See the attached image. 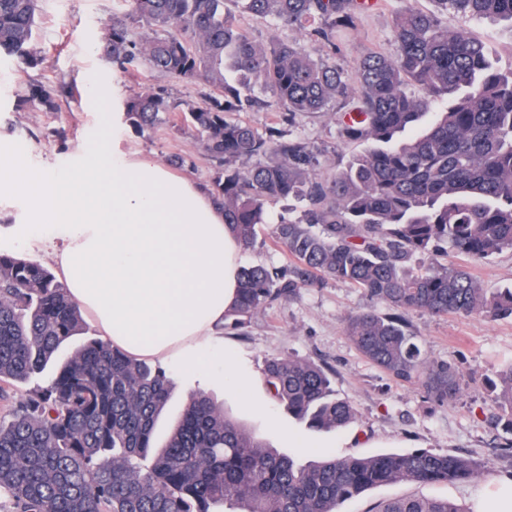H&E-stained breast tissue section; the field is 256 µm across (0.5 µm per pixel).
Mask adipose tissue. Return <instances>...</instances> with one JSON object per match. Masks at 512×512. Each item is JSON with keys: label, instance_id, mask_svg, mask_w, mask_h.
<instances>
[{"label": "adipose tissue", "instance_id": "obj_1", "mask_svg": "<svg viewBox=\"0 0 512 512\" xmlns=\"http://www.w3.org/2000/svg\"><path fill=\"white\" fill-rule=\"evenodd\" d=\"M23 198L28 233L100 338L154 363L200 364V345L236 299L240 246L208 191L108 141L66 176L0 160V197Z\"/></svg>", "mask_w": 512, "mask_h": 512}]
</instances>
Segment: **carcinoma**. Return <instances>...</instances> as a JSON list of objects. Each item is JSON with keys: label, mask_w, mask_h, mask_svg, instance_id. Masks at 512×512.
Here are the masks:
<instances>
[{"label": "carcinoma", "mask_w": 512, "mask_h": 512, "mask_svg": "<svg viewBox=\"0 0 512 512\" xmlns=\"http://www.w3.org/2000/svg\"><path fill=\"white\" fill-rule=\"evenodd\" d=\"M127 2L129 12L107 24L102 54L124 71L144 67L205 89L192 103L163 90L134 94L124 103L126 122L138 132L167 124L199 140L215 166L209 191L244 249L256 242L270 205L301 203L299 215L272 231L291 264L240 266L221 329L239 331L276 300L342 281L389 310L346 319L360 354L438 404L456 400L461 377L426 354L407 316H512V286L489 294L448 260L512 250V69L499 70L485 43L448 30L440 14L512 26V0H433L435 12L406 7L395 16L394 52L363 57L353 80L336 66V34L354 26L365 0ZM228 2L241 18L269 24L264 42L229 20ZM39 4L0 0V53L23 69L45 60L35 38ZM133 25L142 30L137 40ZM411 85L421 95H411ZM257 88L272 100L253 98ZM24 100L57 110L47 83H29ZM337 101L338 138L365 148L328 178L319 146L234 117L264 105L285 120ZM416 255L426 262L413 270ZM83 325L81 308L51 270L0 250V402L53 364ZM262 374L275 405L303 430L335 432L354 422V408L336 395L323 366L274 356ZM173 389L159 364L100 339L77 347L0 417V494L10 497V512H338L383 484L481 474L466 457L423 449L329 455L300 466L200 390L157 447L155 427ZM490 391L512 432V360L495 371ZM378 512L469 509L406 498Z\"/></svg>", "instance_id": "1"}]
</instances>
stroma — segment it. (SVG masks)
I'll return each mask as SVG.
<instances>
[{"instance_id":"1","label":"stroma","mask_w":512,"mask_h":512,"mask_svg":"<svg viewBox=\"0 0 512 512\" xmlns=\"http://www.w3.org/2000/svg\"><path fill=\"white\" fill-rule=\"evenodd\" d=\"M403 7V0H378L360 15L336 55L337 65L351 75L363 56L391 53L395 15ZM127 8L126 0H42L36 37L44 50L43 65L22 70L13 58H0V157L13 155L21 145L28 171L50 169L62 176L76 149L104 138L126 153L150 155L176 176L208 186L213 166L193 136L167 125L140 133L124 119L122 105L127 97L164 86L148 70L128 73L119 69L100 51L107 23ZM444 23L449 30H464L490 42L497 65L512 67L511 27L452 13ZM35 79L54 87L57 111L44 112L23 103L24 88ZM290 129L309 142L328 146L326 165L334 172L361 150L359 144L338 140L336 116L331 111L295 115ZM298 211L293 201L273 205L271 223L263 226L253 248L241 251L240 263L284 264V252L271 242L272 223ZM0 248L49 268L55 265L50 251L30 239L17 203L6 207L0 218ZM470 268L486 291L512 285L510 250L471 262ZM370 307L380 314L386 311L363 292L331 281L279 300L255 315L240 333L214 329L202 343L206 358L202 369L194 372L169 362L177 388L159 423V433H166L179 416L185 396L201 390L302 464L327 453L372 456L427 449L471 458L483 471L473 482L377 486L344 502L340 512H376L381 503L404 497L449 499L475 507L495 482L512 478V432L497 425L498 407L482 388L483 380L499 364L512 359V317L410 315L411 328L430 358L448 362L465 382L455 402L438 404L427 399L418 386L396 381L369 363L348 341L346 317ZM273 356L312 360L332 374L336 392L351 402L356 413L347 432L315 434L307 447H295L297 426L270 401L262 375L265 360ZM228 366L246 381L247 394L225 381Z\"/></svg>"}]
</instances>
